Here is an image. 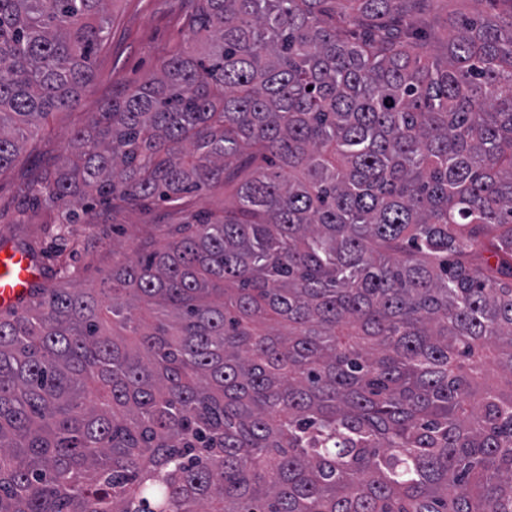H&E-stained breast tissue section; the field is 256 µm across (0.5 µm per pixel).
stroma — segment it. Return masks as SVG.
<instances>
[{"label":"stroma","instance_id":"1","mask_svg":"<svg viewBox=\"0 0 512 512\" xmlns=\"http://www.w3.org/2000/svg\"><path fill=\"white\" fill-rule=\"evenodd\" d=\"M194 7V0H114L112 28L95 60L93 87L81 93L74 108L50 116L13 164L0 172V241L21 238L41 249L63 235L67 248L76 251L68 261L73 287H98L113 262L141 244L146 225L177 224L182 216L157 201L120 212L98 207L85 223L66 224L56 212L25 207L27 190L44 169L63 162L75 129L105 102L128 85L151 78L168 55L190 47L184 18Z\"/></svg>","mask_w":512,"mask_h":512}]
</instances>
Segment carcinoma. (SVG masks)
Listing matches in <instances>:
<instances>
[{"label": "carcinoma", "instance_id": "cac0c4a2", "mask_svg": "<svg viewBox=\"0 0 512 512\" xmlns=\"http://www.w3.org/2000/svg\"><path fill=\"white\" fill-rule=\"evenodd\" d=\"M195 0L31 201L229 188L0 314V512H512V0ZM111 0H0V172ZM484 10V4H479L472 0L448 1V3L446 1L433 0L428 2L427 5V14L431 24L438 32H442L446 25L448 11H454L457 16L468 15L472 17Z\"/></svg>", "mask_w": 512, "mask_h": 512}]
</instances>
